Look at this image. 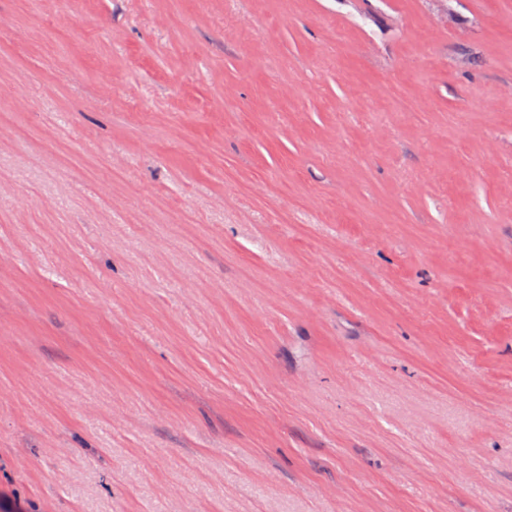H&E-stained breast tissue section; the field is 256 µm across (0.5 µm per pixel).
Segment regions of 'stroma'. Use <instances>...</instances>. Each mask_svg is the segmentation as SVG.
I'll return each instance as SVG.
<instances>
[{
	"instance_id": "obj_1",
	"label": "stroma",
	"mask_w": 512,
	"mask_h": 512,
	"mask_svg": "<svg viewBox=\"0 0 512 512\" xmlns=\"http://www.w3.org/2000/svg\"><path fill=\"white\" fill-rule=\"evenodd\" d=\"M15 489L512 512V0H0Z\"/></svg>"
}]
</instances>
